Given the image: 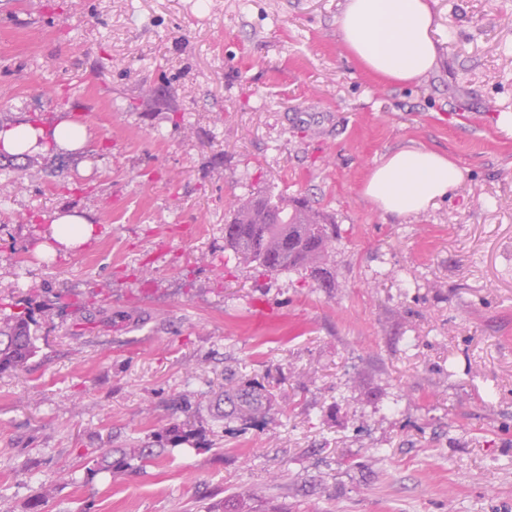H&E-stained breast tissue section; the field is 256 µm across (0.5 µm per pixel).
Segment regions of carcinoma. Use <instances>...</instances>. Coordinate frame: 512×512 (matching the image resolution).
Segmentation results:
<instances>
[{
    "mask_svg": "<svg viewBox=\"0 0 512 512\" xmlns=\"http://www.w3.org/2000/svg\"><path fill=\"white\" fill-rule=\"evenodd\" d=\"M229 234L224 244L237 259L263 273H306L325 288L333 278L338 232L336 225L324 222L304 199L288 200L272 193L249 194L237 199L227 222ZM36 326L31 311L0 312V373L25 368L36 355ZM224 419L255 420L273 406L263 384L236 374L224 377ZM179 425L154 433L152 443H132L119 456L105 454L97 463L100 470L118 474L131 461L143 463L161 455L171 443L183 441Z\"/></svg>",
    "mask_w": 512,
    "mask_h": 512,
    "instance_id": "1",
    "label": "carcinoma"
}]
</instances>
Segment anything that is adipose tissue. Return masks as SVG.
I'll list each match as a JSON object with an SVG mask.
<instances>
[{
  "instance_id": "adipose-tissue-1",
  "label": "adipose tissue",
  "mask_w": 512,
  "mask_h": 512,
  "mask_svg": "<svg viewBox=\"0 0 512 512\" xmlns=\"http://www.w3.org/2000/svg\"><path fill=\"white\" fill-rule=\"evenodd\" d=\"M434 0H345L337 31L349 55L379 79L418 82L438 65ZM87 130L64 119L52 130L21 122L0 129V149L12 156L68 153L81 147ZM463 170L450 157L424 147L387 154L366 175L362 195L382 213L405 216L436 206L462 182ZM93 233L89 218L57 212L40 249L47 254L73 250Z\"/></svg>"
}]
</instances>
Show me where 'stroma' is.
I'll return each instance as SVG.
<instances>
[{"label": "stroma", "mask_w": 512, "mask_h": 512, "mask_svg": "<svg viewBox=\"0 0 512 512\" xmlns=\"http://www.w3.org/2000/svg\"><path fill=\"white\" fill-rule=\"evenodd\" d=\"M343 3L0 0V127L89 135L0 168V306L42 310L0 373V512H512V0H436L408 86L349 56ZM409 145L464 179L383 214L363 179ZM265 191L338 226L332 287L235 264L229 203ZM65 209L92 237L40 254ZM228 369L274 392L262 421H225ZM176 423L194 440L95 472Z\"/></svg>", "instance_id": "1"}]
</instances>
